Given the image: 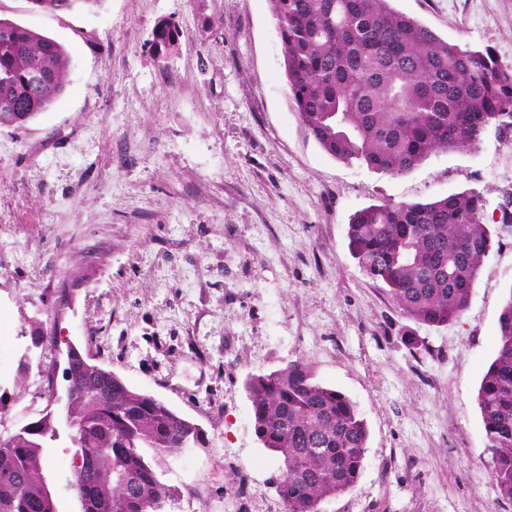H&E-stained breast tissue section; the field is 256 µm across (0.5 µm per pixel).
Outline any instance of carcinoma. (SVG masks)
<instances>
[{"mask_svg":"<svg viewBox=\"0 0 512 512\" xmlns=\"http://www.w3.org/2000/svg\"><path fill=\"white\" fill-rule=\"evenodd\" d=\"M95 0H29L69 12ZM289 94L330 156L392 177L439 151H471L489 128L512 132V69L491 49L448 41L395 10L392 0H270ZM169 20L152 30L163 56L178 42ZM70 60L55 39L0 17V127L22 128L47 111L68 82ZM488 200L461 191L429 202L357 211L348 246L362 272L383 285L407 318L440 328L467 309L492 248ZM57 337L35 330L14 387L32 367L45 376L39 416L0 433V512H58L44 449H74L69 487L81 512H174L176 495L145 449L175 457L205 433L165 400L129 386L87 347L70 344L55 399ZM259 444L279 461L272 485L285 512L319 506L352 488L364 467L368 429L357 404L319 382L300 361L245 381ZM492 473L512 500V294L499 316L496 356L479 392Z\"/></svg>","mask_w":512,"mask_h":512,"instance_id":"1","label":"carcinoma"}]
</instances>
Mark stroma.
Returning a JSON list of instances; mask_svg holds the SVG:
<instances>
[{"label": "stroma", "instance_id": "stroma-1", "mask_svg": "<svg viewBox=\"0 0 512 512\" xmlns=\"http://www.w3.org/2000/svg\"><path fill=\"white\" fill-rule=\"evenodd\" d=\"M394 6L512 67V0ZM0 17L70 56L55 104L0 128V386L33 327L91 342L204 430L203 447L153 460L177 512H284L244 382L298 360L369 431L357 483L322 512H512L477 401L512 296V235L494 238L466 311L439 329L405 317L347 239L362 208L464 190L499 226L512 134L398 177L329 156L289 98L269 0H0ZM162 19L180 32L163 57L150 44ZM49 454L58 512H81L65 488L72 449Z\"/></svg>", "mask_w": 512, "mask_h": 512}]
</instances>
